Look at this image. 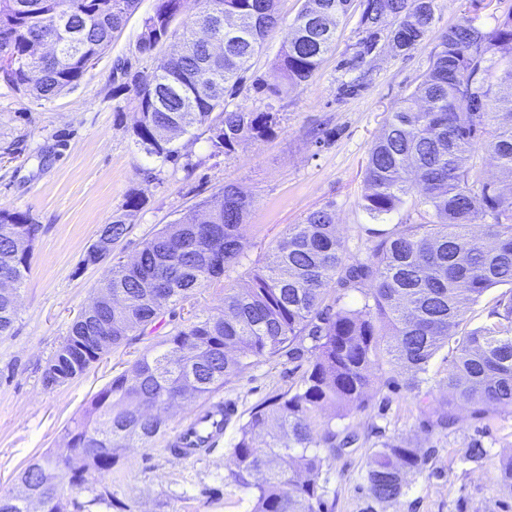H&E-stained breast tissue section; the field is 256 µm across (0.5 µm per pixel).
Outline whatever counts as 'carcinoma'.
Listing matches in <instances>:
<instances>
[{
  "label": "carcinoma",
  "instance_id": "obj_1",
  "mask_svg": "<svg viewBox=\"0 0 512 512\" xmlns=\"http://www.w3.org/2000/svg\"><path fill=\"white\" fill-rule=\"evenodd\" d=\"M278 0H198L182 22L167 64L131 79L138 119L136 144L149 157L175 162L178 148L163 139L173 125L188 133L203 126L211 143L230 152L246 140L270 135L279 113L228 109L251 60L277 27ZM353 0H303L290 36L273 63L277 83L253 87L278 94L309 82L335 49L336 31ZM139 0H0V79L37 100L50 101L77 86L88 63L103 54ZM184 0H158L144 19L139 49L149 52L172 30ZM436 0H363L362 36L351 68L381 38L408 52L427 37ZM487 30L467 17L442 33L420 83L385 119L364 171L362 209L378 220L413 194L419 224H397L365 245V256L347 253L335 214L307 213L271 249L266 266L245 288L224 291L221 305L174 328L123 374L94 395L64 429L68 471L59 453L33 458L18 480L40 494L45 512H92L98 495L78 502L72 493L114 471L129 448H145L163 435L167 418L151 409L188 392L207 401L252 363L265 358L307 359L301 383L255 407L239 425L227 480L248 496L250 512H329L330 461L354 448L360 436L336 428V418L364 411L374 384L371 369L389 365L404 374L389 378L422 397L427 431L455 422L451 406L462 401L485 418L512 413V293L502 295L477 327L467 313L489 289L512 286V10ZM49 38L55 56L36 52ZM211 40L224 41V57L206 65ZM498 162L508 193L484 176L478 148ZM141 205L129 196L111 221L112 238L128 231ZM251 200L226 186L195 210L146 240L134 265L111 269L98 290L112 294L108 331L112 348L143 336L169 307L240 263V226ZM491 222H486V218ZM482 232L473 234L472 228ZM38 230L22 212L0 207V272L15 282L0 289V336L12 333L13 302L31 271L32 255L17 256L13 237ZM358 291L364 303L341 300ZM87 325L73 322L48 360L43 383L61 386L84 374L102 353L85 339ZM455 354L444 380L443 407L423 390L430 361L448 344ZM429 450L414 438L374 444L363 474V512L398 500L411 478L425 471ZM499 490L512 495V453L501 457Z\"/></svg>",
  "mask_w": 512,
  "mask_h": 512
}]
</instances>
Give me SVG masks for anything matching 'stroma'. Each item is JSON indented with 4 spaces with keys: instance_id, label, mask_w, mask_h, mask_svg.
I'll use <instances>...</instances> for the list:
<instances>
[{
    "instance_id": "obj_1",
    "label": "stroma",
    "mask_w": 512,
    "mask_h": 512,
    "mask_svg": "<svg viewBox=\"0 0 512 512\" xmlns=\"http://www.w3.org/2000/svg\"><path fill=\"white\" fill-rule=\"evenodd\" d=\"M156 0H141L121 32L88 70L80 84L50 101L15 91L0 80V205L29 214L39 231L31 272L20 289L18 318L11 335L0 336V489H11L30 459L58 447L64 427L92 397L122 374L151 344L165 338L174 323H188L218 307L225 289L242 288L249 272L267 261L272 246L322 207L336 215L338 232L350 255H358L368 230H389L415 218L412 204L374 221L361 208L369 150L381 134L388 112L419 83L438 36L468 15L467 0H436L433 29L417 48L400 53L381 40L360 65L368 84L348 95L352 75L343 61L360 36V7H352L339 27L336 49L327 54L312 81L272 95L244 85L230 108L261 112L273 107L280 121L262 139L215 152L208 134L181 136L178 161L162 164L146 156L132 136L137 119L132 92L121 89L120 65L151 72L167 58L168 46L140 53L138 38ZM302 0H279L280 26L268 36L250 74L272 80V63L281 50ZM237 186L252 200L240 233L244 255L238 265L199 288L175 307V321L157 323L147 336L130 337L92 364L79 378L54 389L42 375L47 360L66 337L106 273L127 263L144 240L176 222L225 185ZM143 204L129 230L106 261L81 260L102 225L122 212L130 194ZM305 361L261 360L226 383L219 396L233 411L218 447L192 458L166 453L182 419L198 410L195 402L168 416V430L148 448L127 450L106 484L134 512H249L245 494L225 477L228 451L239 423L272 397L296 388ZM369 408L337 420L361 437L358 448L331 463L329 500L333 512H360L364 506L365 462L378 440L416 437L434 454L423 476L404 496L378 512H512V496L496 485L501 455L512 452V415L482 421L467 406L456 407L448 430L426 434L419 400L387 385L388 368L376 372ZM489 455L480 463L462 458L472 441Z\"/></svg>"
}]
</instances>
